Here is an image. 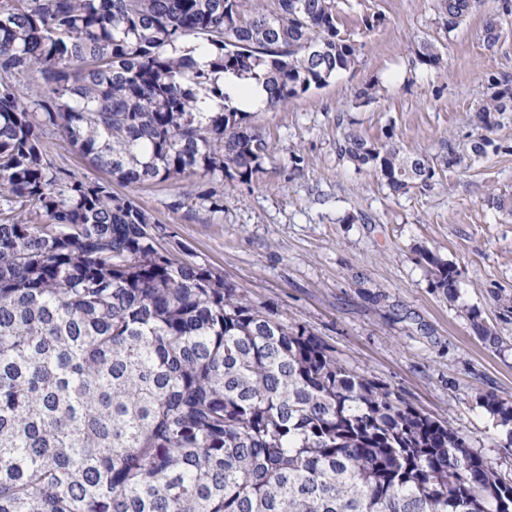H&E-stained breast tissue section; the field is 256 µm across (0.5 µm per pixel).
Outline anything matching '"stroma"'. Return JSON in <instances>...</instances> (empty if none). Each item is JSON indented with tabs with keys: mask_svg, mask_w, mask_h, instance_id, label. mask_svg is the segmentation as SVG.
I'll list each match as a JSON object with an SVG mask.
<instances>
[{
	"mask_svg": "<svg viewBox=\"0 0 512 512\" xmlns=\"http://www.w3.org/2000/svg\"><path fill=\"white\" fill-rule=\"evenodd\" d=\"M340 8L356 65L275 109L252 111L273 157L252 183L225 185L223 211L198 199L207 183L199 175L126 193L153 216L165 247L305 327L347 369L447 423L512 479V429L480 403L486 394L512 403V312L494 298L512 297V216L486 203L491 191L512 195V122L493 134L507 152L437 170L430 187L397 195L337 153L351 130L433 157L448 140H469L468 116L492 78L512 77V23L491 46L483 26L492 0L452 31L438 0H342ZM373 15L377 23L366 27ZM424 40L441 54L439 66L420 64ZM376 81L384 96L359 99ZM423 248L458 267L455 300L431 288ZM472 309L503 348L477 336Z\"/></svg>",
	"mask_w": 512,
	"mask_h": 512,
	"instance_id": "obj_1",
	"label": "stroma"
}]
</instances>
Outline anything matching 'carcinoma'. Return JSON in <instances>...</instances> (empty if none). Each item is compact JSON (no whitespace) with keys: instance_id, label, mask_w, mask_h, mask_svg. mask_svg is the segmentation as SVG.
Returning <instances> with one entry per match:
<instances>
[{"instance_id":"obj_1","label":"carcinoma","mask_w":512,"mask_h":512,"mask_svg":"<svg viewBox=\"0 0 512 512\" xmlns=\"http://www.w3.org/2000/svg\"><path fill=\"white\" fill-rule=\"evenodd\" d=\"M484 3L440 0L448 30ZM511 15L497 0L488 44ZM339 21L336 0H0V512H512V481L465 437L177 257L113 188L251 183L272 149L215 73L274 108L355 65ZM417 56L442 61L431 42ZM492 86L481 134L438 157L357 132L338 154L396 193L428 187L509 150L490 133L512 80ZM52 137L108 178L59 165ZM487 203L512 215V195ZM421 258L455 300L457 267Z\"/></svg>"}]
</instances>
